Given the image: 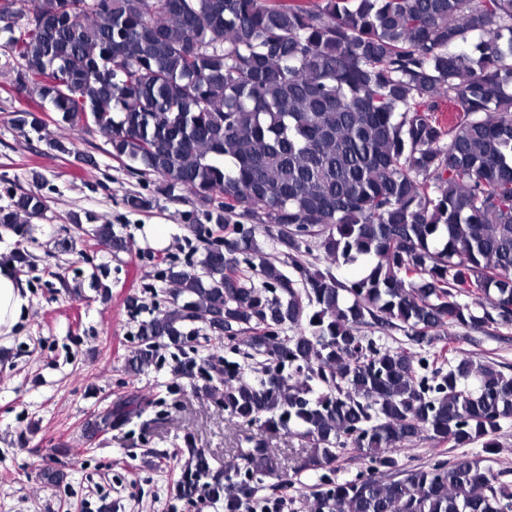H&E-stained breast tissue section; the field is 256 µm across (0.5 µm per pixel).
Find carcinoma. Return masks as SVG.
<instances>
[{"instance_id": "cac0c4a2", "label": "carcinoma", "mask_w": 512, "mask_h": 512, "mask_svg": "<svg viewBox=\"0 0 512 512\" xmlns=\"http://www.w3.org/2000/svg\"><path fill=\"white\" fill-rule=\"evenodd\" d=\"M0 22L17 88L72 130L98 129L159 193L207 206L189 225L202 258L165 272L169 305L139 324L126 369L148 371L164 346L198 351L201 322L255 364L189 357L174 377L208 379L199 391L265 437H244L220 475L209 449H189L181 496L244 512L263 478L319 471L318 512H512V491L469 459L396 458L424 437L493 448L512 418V374L439 365L458 328L512 329V0H0ZM45 209L22 193L0 227L23 238L19 216ZM233 217L262 228L284 265L254 264L250 229L216 245ZM72 221L130 249L111 224ZM6 261L31 266L21 240ZM354 262L357 278L333 274ZM371 322L407 342L364 343ZM153 404L134 395L84 433ZM281 435L314 441L289 472L271 446ZM345 448L368 474L332 478Z\"/></svg>"}]
</instances>
